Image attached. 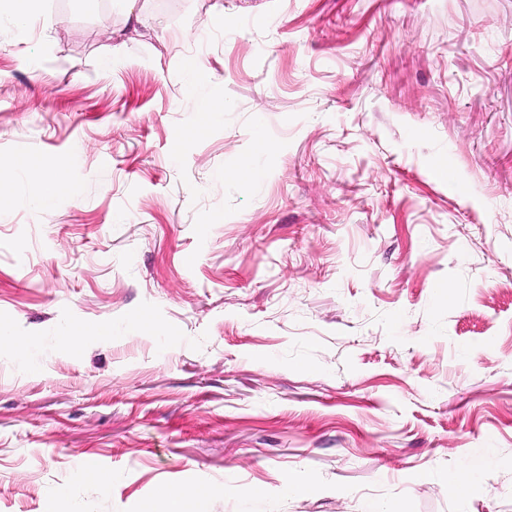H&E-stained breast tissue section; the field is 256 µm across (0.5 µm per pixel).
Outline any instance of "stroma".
Segmentation results:
<instances>
[{"mask_svg":"<svg viewBox=\"0 0 512 512\" xmlns=\"http://www.w3.org/2000/svg\"><path fill=\"white\" fill-rule=\"evenodd\" d=\"M37 13L0 24V512H512V0Z\"/></svg>","mask_w":512,"mask_h":512,"instance_id":"obj_1","label":"stroma"}]
</instances>
